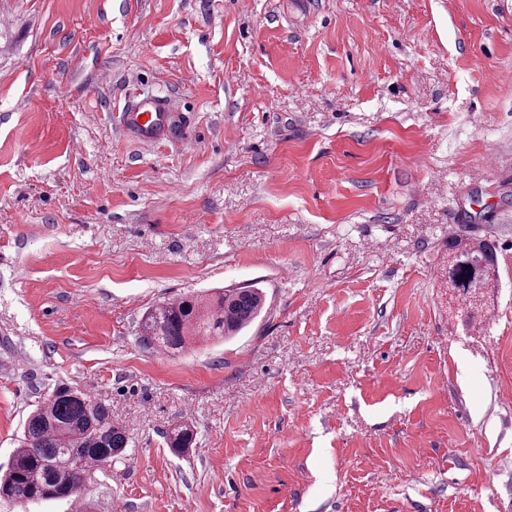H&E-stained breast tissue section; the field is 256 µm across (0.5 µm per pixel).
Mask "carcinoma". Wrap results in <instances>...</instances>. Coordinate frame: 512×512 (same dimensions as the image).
<instances>
[{"mask_svg":"<svg viewBox=\"0 0 512 512\" xmlns=\"http://www.w3.org/2000/svg\"><path fill=\"white\" fill-rule=\"evenodd\" d=\"M497 258L483 240L462 236L448 240V290L468 318L482 311L486 289L496 279ZM263 294L257 288H232L203 297L187 295L149 310L140 323L148 347L175 354L198 341L240 334L261 314ZM194 443L187 423L174 425L166 445L176 455ZM127 446L124 430L112 422L109 407L59 384L25 420L23 436L0 475V499L20 505L80 497L83 477L112 464Z\"/></svg>","mask_w":512,"mask_h":512,"instance_id":"obj_1","label":"carcinoma"}]
</instances>
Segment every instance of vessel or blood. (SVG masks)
<instances>
[{"mask_svg": "<svg viewBox=\"0 0 512 512\" xmlns=\"http://www.w3.org/2000/svg\"><path fill=\"white\" fill-rule=\"evenodd\" d=\"M120 122L139 143L156 144L172 139L183 142L187 139L186 122L176 103L169 98L129 94Z\"/></svg>", "mask_w": 512, "mask_h": 512, "instance_id": "1", "label": "vessel or blood"}]
</instances>
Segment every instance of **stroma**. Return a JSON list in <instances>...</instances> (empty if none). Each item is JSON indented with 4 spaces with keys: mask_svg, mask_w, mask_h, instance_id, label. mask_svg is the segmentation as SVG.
I'll return each mask as SVG.
<instances>
[{
    "mask_svg": "<svg viewBox=\"0 0 512 512\" xmlns=\"http://www.w3.org/2000/svg\"><path fill=\"white\" fill-rule=\"evenodd\" d=\"M452 234L497 252L471 321ZM248 285L239 336L141 343ZM60 384L130 439L88 512H512V0H0V467ZM171 98L140 97L131 92L121 112L123 129L138 143L156 144L172 139L188 142L184 117ZM264 307L258 288H232L203 297L187 295L149 310L140 323V339L148 347L175 354L197 341L237 336ZM166 445L176 455L184 454L194 443V430L188 423L174 425L166 434Z\"/></svg>",
    "mask_w": 512,
    "mask_h": 512,
    "instance_id": "35a3bbf8",
    "label": "stroma"
}]
</instances>
